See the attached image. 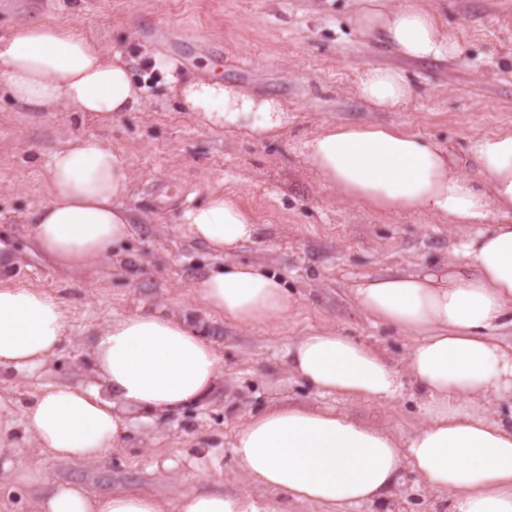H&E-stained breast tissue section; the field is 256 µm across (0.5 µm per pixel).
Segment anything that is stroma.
I'll return each instance as SVG.
<instances>
[{"label":"stroma","instance_id":"35a3bbf8","mask_svg":"<svg viewBox=\"0 0 512 512\" xmlns=\"http://www.w3.org/2000/svg\"><path fill=\"white\" fill-rule=\"evenodd\" d=\"M457 39L456 58L414 61L375 46L349 22L356 0H0V34L44 20L85 26L123 53L146 91L142 110L99 124L78 112H26L0 96V225L14 242L0 285L55 292L70 312L69 333L47 364L27 374L0 370V388L26 401L50 382H93L96 328L143 309L199 322L223 358L211 397L147 424L133 423L123 444L96 464L43 459L34 443L11 434L6 457L34 484L0 474V512H34L38 480L75 481L94 493L122 486L176 497L183 488L244 489L230 448L234 432L270 404L339 405L356 419L406 436L424 417L417 399L388 405L336 402L293 374L290 340L330 328L380 350L404 368L408 336L368 320L351 287L366 277L416 271L453 258L462 228L429 215L375 214L341 201L311 167L306 142L325 124L374 122L449 147L467 170L468 149L482 134L512 131V29L495 16L512 0H429ZM405 72L414 93L379 109L355 93L364 66ZM210 77L279 98L288 122L259 136L200 124L172 95L170 78ZM94 135L124 151L133 178L124 205L137 222L119 258L62 271L28 240L26 216L45 200L39 167L70 138ZM239 197L259 225L238 260L262 264L286 282L295 305L277 329L241 328L210 315L197 285L223 265L182 232L178 214L209 192ZM437 496L403 469L387 506L362 503L345 512H438Z\"/></svg>","mask_w":512,"mask_h":512}]
</instances>
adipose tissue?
Listing matches in <instances>:
<instances>
[{
  "instance_id": "1",
  "label": "adipose tissue",
  "mask_w": 512,
  "mask_h": 512,
  "mask_svg": "<svg viewBox=\"0 0 512 512\" xmlns=\"http://www.w3.org/2000/svg\"><path fill=\"white\" fill-rule=\"evenodd\" d=\"M375 43L413 60L458 56V42L423 0H358L350 18ZM177 90L189 111L213 127L266 134L282 127V103L212 79ZM360 98L386 108L413 87L403 72L368 66ZM0 92L30 111L65 107L102 121L143 103L120 54L81 29L31 22L0 36ZM317 176L345 200L377 213L446 217L465 235L444 276L395 272L353 289L373 323L413 336L404 371L342 332L310 330L287 346L289 369L322 393L386 405L414 392L426 414L407 437L354 420L334 407L281 404L250 417L232 441L246 489L181 492L170 503L149 492L96 494L78 482L52 483L38 512H288L289 501L343 512L386 501L403 467L444 498L448 512H512V421L479 413L512 397V347L493 330L512 327V224H488L491 210L512 211V132L472 140L478 179L435 141L379 123L328 126L306 144ZM41 175L48 197L28 217L35 249L58 267L79 269L119 252L135 216L123 205L133 174L122 152L84 136L52 151ZM187 237L224 265L201 281L207 309L243 328L281 325L293 306L283 279L235 254L258 232L230 195L210 192L183 207ZM70 328L59 296L40 288L0 286V370L45 365ZM222 357L182 317L140 311L96 332V386L48 383L22 412L0 395V437L16 429L57 460L97 463L120 446L132 414L150 419L204 400ZM270 490L258 497L254 488Z\"/></svg>"
}]
</instances>
